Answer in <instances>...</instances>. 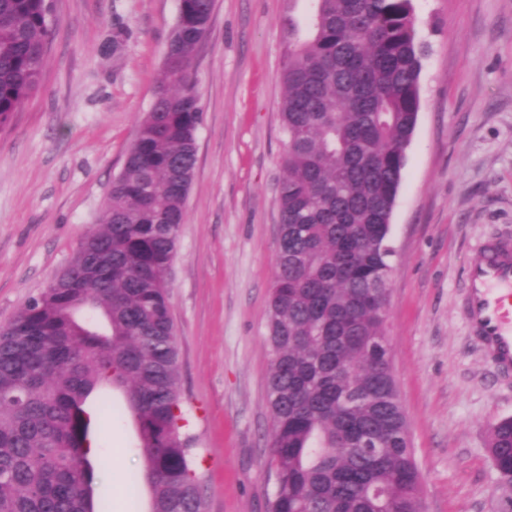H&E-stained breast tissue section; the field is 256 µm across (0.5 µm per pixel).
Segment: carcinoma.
Segmentation results:
<instances>
[{"instance_id":"carcinoma-1","label":"carcinoma","mask_w":512,"mask_h":512,"mask_svg":"<svg viewBox=\"0 0 512 512\" xmlns=\"http://www.w3.org/2000/svg\"><path fill=\"white\" fill-rule=\"evenodd\" d=\"M288 45L276 271L267 310L270 512H421V476L387 337L390 219L420 108L412 0H315ZM213 0H178L162 78L98 228L0 326V512H110L108 432L87 404L117 387L135 421L151 512H206L179 384L168 273L202 120L193 64ZM48 0H0V126L37 88ZM379 446L363 448V436ZM512 418L489 433L512 486Z\"/></svg>"}]
</instances>
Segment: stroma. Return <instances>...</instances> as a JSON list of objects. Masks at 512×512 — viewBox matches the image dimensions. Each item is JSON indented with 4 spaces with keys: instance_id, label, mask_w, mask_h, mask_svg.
<instances>
[{
    "instance_id": "obj_1",
    "label": "stroma",
    "mask_w": 512,
    "mask_h": 512,
    "mask_svg": "<svg viewBox=\"0 0 512 512\" xmlns=\"http://www.w3.org/2000/svg\"><path fill=\"white\" fill-rule=\"evenodd\" d=\"M37 89L0 129V324L38 295L97 225L154 101L178 0H53ZM420 110L389 244L387 335L421 474V512H512L487 450L512 418L460 310L471 252L512 234V0H413ZM312 0H214L195 54L202 121L169 276L187 431L207 512H269L276 187L282 67ZM126 40L102 53L115 27ZM103 417L112 512H150L130 415Z\"/></svg>"
}]
</instances>
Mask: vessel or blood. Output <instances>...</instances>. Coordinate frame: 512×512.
Instances as JSON below:
<instances>
[{
	"label": "vessel or blood",
	"instance_id": "vessel-or-blood-1",
	"mask_svg": "<svg viewBox=\"0 0 512 512\" xmlns=\"http://www.w3.org/2000/svg\"><path fill=\"white\" fill-rule=\"evenodd\" d=\"M462 293L469 336L497 375H512L511 235L489 238L477 248Z\"/></svg>",
	"mask_w": 512,
	"mask_h": 512
}]
</instances>
